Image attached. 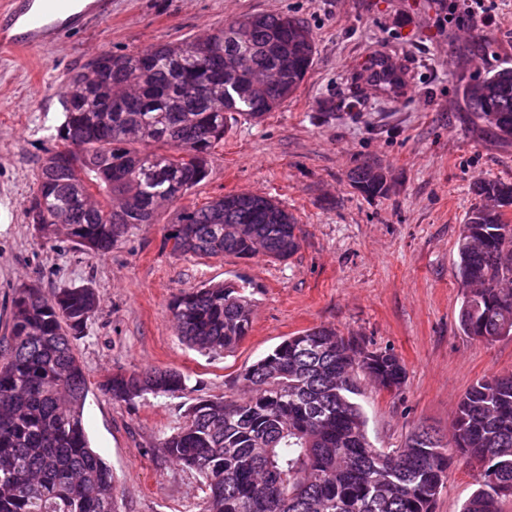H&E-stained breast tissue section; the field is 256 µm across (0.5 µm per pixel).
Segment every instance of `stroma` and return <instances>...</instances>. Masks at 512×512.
<instances>
[{
	"label": "stroma",
	"instance_id": "obj_1",
	"mask_svg": "<svg viewBox=\"0 0 512 512\" xmlns=\"http://www.w3.org/2000/svg\"><path fill=\"white\" fill-rule=\"evenodd\" d=\"M496 5L495 24L461 29L439 25L441 0H110L107 16L31 58L0 53V342L19 287L48 297L94 289L99 308L75 349L89 386L85 429L115 473L119 512H198L203 493L158 446L181 421L179 400L113 401L99 385L114 373L176 369L203 393L239 395L244 368L288 336L331 327L404 362L399 394L366 379L360 398L373 444L399 448L418 425L447 432L472 384L512 372V336L489 344L460 328L455 269L473 183L512 181V140L498 139L465 101L469 84L512 67V0ZM252 13L291 14L311 27L317 55L298 90L262 119L234 124L209 155L206 179L162 207L156 223L130 227L111 252L88 255L62 234L42 239L29 208L58 147V88L100 51L210 34ZM381 56L402 71L401 92L371 82ZM366 159L383 168L387 195L366 197L349 181ZM234 192L287 207L303 232L298 252L278 262L164 249L180 206ZM238 278L255 291L248 335L215 358L188 347L172 298ZM476 478L473 464L455 462L433 512H459Z\"/></svg>",
	"mask_w": 512,
	"mask_h": 512
}]
</instances>
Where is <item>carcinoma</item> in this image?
<instances>
[{
  "label": "carcinoma",
  "instance_id": "obj_1",
  "mask_svg": "<svg viewBox=\"0 0 512 512\" xmlns=\"http://www.w3.org/2000/svg\"><path fill=\"white\" fill-rule=\"evenodd\" d=\"M159 43L89 61L61 97L63 149L45 161L31 209L44 238L62 231L84 251L112 250L134 224L188 195L207 176V156L234 116L260 120L305 80L317 53L310 26L294 15L250 14L210 35ZM470 111L512 138V67L469 85ZM365 195L390 185L364 160L349 173ZM480 200L461 225L457 272L466 289L458 314L469 336L512 335V182L473 184ZM301 227L280 202L249 192L184 208L163 245L179 256L255 255L284 261ZM253 293L234 282L176 295L179 336L201 352L234 348L252 324ZM99 307L89 287L47 298L24 286L13 300L10 340L0 347V512H118L112 468L83 424L89 393L74 342ZM401 389L402 360L329 327L290 336L241 373L249 395L197 393L174 369L116 373L101 389L134 405L147 395L184 397L182 422L158 447L195 473L200 512H433L453 459L478 470L460 512H501L512 497V374L481 379L460 398L448 436L420 426L401 448H377L359 402L360 380ZM496 472L500 487L487 482Z\"/></svg>",
  "mask_w": 512,
  "mask_h": 512
}]
</instances>
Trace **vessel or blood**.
Returning <instances> with one entry per match:
<instances>
[{"label":"vessel or blood","mask_w":512,"mask_h":512,"mask_svg":"<svg viewBox=\"0 0 512 512\" xmlns=\"http://www.w3.org/2000/svg\"><path fill=\"white\" fill-rule=\"evenodd\" d=\"M76 0H11L0 14V53L32 51L53 39L60 26H84L95 14H103L104 0L94 11L76 10Z\"/></svg>","instance_id":"1"}]
</instances>
